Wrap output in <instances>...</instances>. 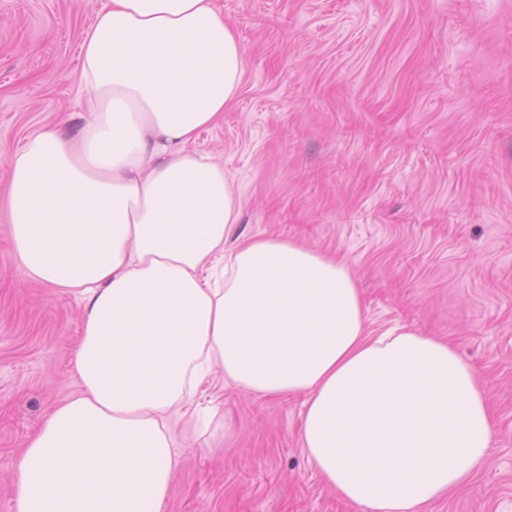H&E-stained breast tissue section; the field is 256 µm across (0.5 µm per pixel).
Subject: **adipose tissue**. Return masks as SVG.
Instances as JSON below:
<instances>
[{
  "label": "adipose tissue",
  "mask_w": 512,
  "mask_h": 512,
  "mask_svg": "<svg viewBox=\"0 0 512 512\" xmlns=\"http://www.w3.org/2000/svg\"><path fill=\"white\" fill-rule=\"evenodd\" d=\"M92 110L9 158L0 207L24 280L84 303L60 403L17 463V512H163L169 421L196 383L306 395L302 448L362 512H421L489 457L485 385L448 343L369 330L336 258L283 238L227 249L240 200L193 150L236 97L244 53L217 0H107L82 43Z\"/></svg>",
  "instance_id": "1"
}]
</instances>
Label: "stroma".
<instances>
[{"instance_id": "1", "label": "stroma", "mask_w": 512, "mask_h": 512, "mask_svg": "<svg viewBox=\"0 0 512 512\" xmlns=\"http://www.w3.org/2000/svg\"><path fill=\"white\" fill-rule=\"evenodd\" d=\"M106 0H0V199L8 159L89 112L81 34ZM245 57L237 98L194 150L242 202L238 235L336 256L370 329L451 343L487 386V463L424 512H512V0H218ZM82 305L25 282L0 213V512L28 438L79 392ZM209 425L171 428L165 512H358L300 440L306 398L199 387Z\"/></svg>"}]
</instances>
